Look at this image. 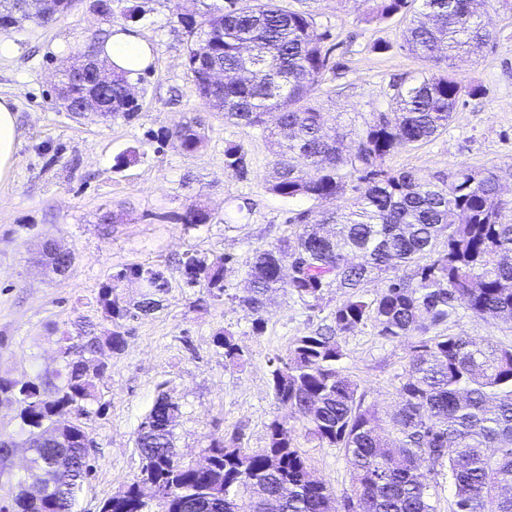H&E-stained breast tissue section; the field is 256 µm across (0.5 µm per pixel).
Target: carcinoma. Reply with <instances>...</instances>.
<instances>
[{
  "label": "carcinoma",
  "instance_id": "obj_1",
  "mask_svg": "<svg viewBox=\"0 0 512 512\" xmlns=\"http://www.w3.org/2000/svg\"><path fill=\"white\" fill-rule=\"evenodd\" d=\"M49 12L40 0H0V31L27 7L28 17L50 23L69 11L73 0H56ZM365 18L384 21L415 10L425 17L403 30L409 51L430 64L428 74L392 85L391 107L378 112L354 133L351 150L344 134L329 133L310 93L336 65L323 47L313 19L281 0H227L186 22L187 67L199 99L224 121L265 134L274 159L269 189L283 197L315 201L344 194L357 173L364 191L342 212L305 210L296 214L294 240L256 254L250 288L239 303L260 314L268 294L287 288L301 298L321 299L331 282L346 289L336 306L334 329L300 337L287 360L272 371L277 401L302 421L320 443L341 448L350 467V512H435L422 464L448 477L451 512H512V345H478L462 333L428 336L462 306L475 316L512 322V199L499 196L496 176L464 167L446 178L423 180L411 172L383 169L396 150L421 143L448 129L463 86L450 74L453 60L494 44L488 23L476 16L474 0H367ZM123 73H112L108 90L111 117L133 119L139 99L128 94ZM279 114V132L268 130L266 115ZM188 154L205 141L202 123L191 118L175 126ZM247 152L241 144L224 148V167L240 174ZM181 223L201 226L212 214L197 203L186 207ZM428 258L425 264L419 259ZM230 258L206 264L194 256L178 270L191 288L204 289L200 304L224 296ZM411 269L399 275V268ZM380 281L371 301L367 284ZM142 288L131 307L124 284ZM169 289L163 271L132 264L107 277L98 293L104 336H61L63 371L56 382L41 374L19 384L0 377V396L18 405L27 431L31 462L55 485L34 501L19 480L7 491L11 508L0 512H70L92 472L90 440L82 419L96 401L86 361L103 342L119 353L125 345L124 321L152 313L157 297ZM366 321L385 338L418 336L402 382L398 409L383 418L364 406L357 385L336 368L343 353L338 337ZM216 347L232 362L242 359L232 335L219 332ZM180 405L158 394L135 440L142 460L140 477L125 492L107 499L101 512H152L142 484L151 483L163 501L159 512H192L200 498L211 512H272L282 483L297 487L281 512H328L332 491L313 477L293 444L291 429L275 420L267 444L258 450L224 445L212 437L205 448L209 469L181 460L173 444Z\"/></svg>",
  "mask_w": 512,
  "mask_h": 512
}]
</instances>
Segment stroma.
I'll list each match as a JSON object with an SVG mask.
<instances>
[{
  "label": "stroma",
  "mask_w": 512,
  "mask_h": 512,
  "mask_svg": "<svg viewBox=\"0 0 512 512\" xmlns=\"http://www.w3.org/2000/svg\"><path fill=\"white\" fill-rule=\"evenodd\" d=\"M92 3L78 0L46 26L19 18L0 35L8 45L0 54V97L14 100L19 114L14 173L0 183V377L25 382L55 373L62 332L102 336L111 330L97 304L108 275L130 264L158 267L169 277L160 309L127 322L121 353L105 347L98 354L107 365L95 379L103 409L85 420L94 444L93 472L73 512H99L103 501L139 476L137 430L163 390L181 407L174 437L186 461H200L213 436L264 447L268 425L279 420L292 427L294 444L314 476L343 499L351 493L343 450L308 435L271 385L274 362L286 358L298 338L332 323L343 288L331 284L315 306L289 289L273 292L258 316L259 331L253 328L258 317L238 298L256 253L294 237L296 213L342 209L363 182L351 177L342 196L320 202L280 197L268 189L272 155L259 131L227 124L204 108L185 65L188 36L178 17H201L224 0H112L111 23L135 27L154 51L151 67L132 80L141 110L130 121L73 118L61 106L56 74L105 30ZM287 3L311 15L324 49L341 65L340 72H326L310 97L327 119L361 127L372 113L388 110L393 81L428 70L404 46L400 18L365 21L354 0ZM482 9L496 46L456 61L452 69L460 84L478 87V94L462 98L446 132L396 151L383 168L427 180L463 165L488 169L502 197L512 198V16L498 11L495 0H484ZM379 42L388 44L387 52L374 51ZM193 117L203 119L206 140L190 155L173 130ZM231 143L247 151L246 175L224 166V148ZM129 150L134 160L116 166V156ZM192 203L206 206L213 222L191 227L177 221ZM107 212L115 216L108 226L100 222ZM49 240L74 254L66 275L42 264ZM188 255L208 262L230 258L223 298L197 304V289L178 272L179 259ZM221 331L232 334L241 361L226 360L215 346ZM434 332H461L479 344L512 343V323L462 308ZM339 342L341 376L356 383L365 405L384 415L394 412L417 337L387 339L367 322Z\"/></svg>",
  "instance_id": "1"
}]
</instances>
